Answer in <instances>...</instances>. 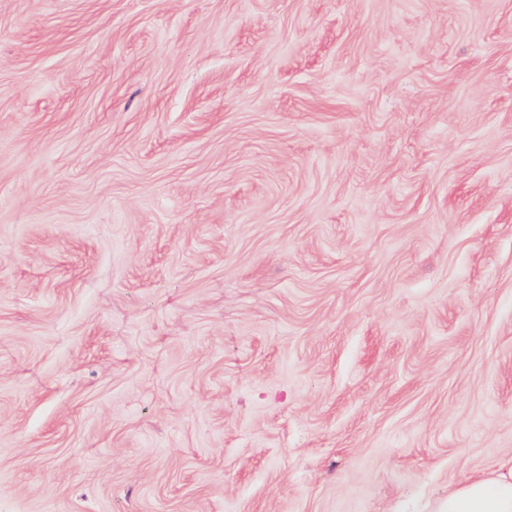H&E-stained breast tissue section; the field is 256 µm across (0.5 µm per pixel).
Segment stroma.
I'll list each match as a JSON object with an SVG mask.
<instances>
[{"mask_svg": "<svg viewBox=\"0 0 512 512\" xmlns=\"http://www.w3.org/2000/svg\"><path fill=\"white\" fill-rule=\"evenodd\" d=\"M511 455L512 0H0V512Z\"/></svg>", "mask_w": 512, "mask_h": 512, "instance_id": "stroma-1", "label": "stroma"}]
</instances>
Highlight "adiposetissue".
Wrapping results in <instances>:
<instances>
[{
  "label": "adipose tissue",
  "instance_id": "1",
  "mask_svg": "<svg viewBox=\"0 0 512 512\" xmlns=\"http://www.w3.org/2000/svg\"><path fill=\"white\" fill-rule=\"evenodd\" d=\"M440 512H512V461L449 489Z\"/></svg>",
  "mask_w": 512,
  "mask_h": 512
}]
</instances>
